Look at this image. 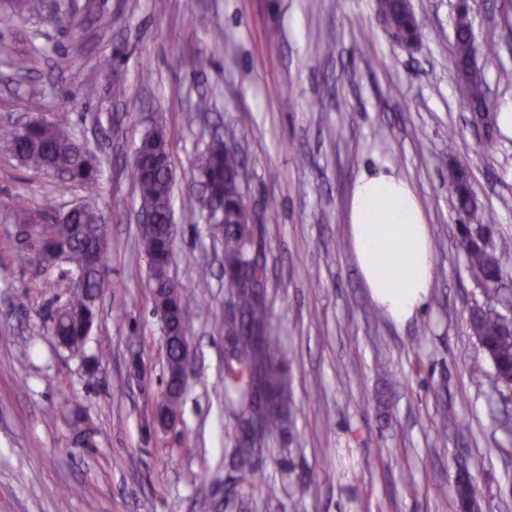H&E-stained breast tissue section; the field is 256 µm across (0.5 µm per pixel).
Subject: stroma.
Wrapping results in <instances>:
<instances>
[{
	"label": "stroma",
	"instance_id": "35a3bbf8",
	"mask_svg": "<svg viewBox=\"0 0 512 512\" xmlns=\"http://www.w3.org/2000/svg\"><path fill=\"white\" fill-rule=\"evenodd\" d=\"M411 3L423 29L411 51L389 38L376 0H27L0 15V126L68 113L100 161L95 184L66 183L0 147V512H197L219 492L224 272L193 190L194 158L216 132L242 149L292 366L297 414L261 476L283 484L285 459L311 478L254 497L251 512H459L462 470L482 512H512V436L467 326L481 294L448 195L449 171L464 168L480 222L512 236V124L498 117L512 101L500 78L512 72V0H474L470 12L496 115L487 128L455 73L457 0ZM69 14L79 31L55 23ZM203 95L210 111L196 109ZM155 126L172 160L175 275L200 296L170 431L150 422L164 340L125 177ZM379 159L413 186L433 242L428 308L402 328L376 313L348 240L351 184ZM48 197L51 217L87 204L108 226L109 286L80 353L49 331L72 284L40 265L14 213L16 199L36 210Z\"/></svg>",
	"mask_w": 512,
	"mask_h": 512
}]
</instances>
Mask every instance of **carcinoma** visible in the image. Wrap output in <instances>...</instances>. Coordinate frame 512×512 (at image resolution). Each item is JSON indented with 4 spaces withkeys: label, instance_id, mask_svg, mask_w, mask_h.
Returning a JSON list of instances; mask_svg holds the SVG:
<instances>
[{
    "label": "carcinoma",
    "instance_id": "obj_1",
    "mask_svg": "<svg viewBox=\"0 0 512 512\" xmlns=\"http://www.w3.org/2000/svg\"><path fill=\"white\" fill-rule=\"evenodd\" d=\"M377 11L387 15L393 30H406L418 44L422 27L411 0H377ZM476 46L468 14L458 15L454 33V63L465 97L473 109L486 103L483 76L472 66ZM67 117L53 122L28 121L0 127V140L15 145L14 155L25 165L51 170L66 180L89 183L95 180L98 161L95 154L72 138L65 126ZM145 159L159 154L166 159L163 168L134 164L127 178L136 188L140 207L152 211L159 227L167 223L172 190V167L168 140L160 128L147 132L139 144ZM197 176L205 178L207 192L197 201L200 217L222 212L214 224V234L224 252V297L233 312L224 315V397L231 408L224 422V495L241 507L254 495L267 500L279 497L283 487L263 483L259 462L267 441L288 429L293 401L289 366L272 333V312L268 292L267 265L257 227L242 224L246 195L245 169L238 149L211 137L195 158ZM448 192L455 203L476 207L469 181H449ZM493 247L460 239L467 269L472 278L482 279L485 288L478 311L468 317L470 330L485 354L492 356L494 378L502 387L512 386V337L501 335V309L507 294L498 288L502 256L512 252V239L491 229ZM28 238L36 242L43 267L58 262L68 265L66 273L79 282L67 302L58 308L55 336L65 348L79 352L89 336L96 313V302L106 286L108 240L104 238L103 217L86 207L70 211L51 224H35ZM153 294V312H161L170 334L165 344V403L167 409H181L184 390L180 386V364L188 335L187 312L196 295L179 287L172 275L174 242L157 235L142 238Z\"/></svg>",
    "mask_w": 512,
    "mask_h": 512
}]
</instances>
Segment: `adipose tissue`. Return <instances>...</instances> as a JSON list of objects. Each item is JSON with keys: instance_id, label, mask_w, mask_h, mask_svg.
I'll return each mask as SVG.
<instances>
[{"instance_id": "obj_1", "label": "adipose tissue", "mask_w": 512, "mask_h": 512, "mask_svg": "<svg viewBox=\"0 0 512 512\" xmlns=\"http://www.w3.org/2000/svg\"><path fill=\"white\" fill-rule=\"evenodd\" d=\"M347 222L372 302L399 327L419 317L432 288L433 246L410 182L386 161L362 171L351 186Z\"/></svg>"}]
</instances>
